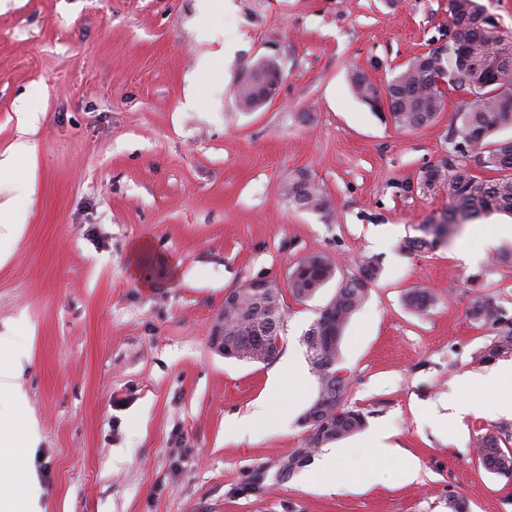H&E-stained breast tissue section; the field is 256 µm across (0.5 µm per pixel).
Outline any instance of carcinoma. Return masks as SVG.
<instances>
[{"label":"carcinoma","mask_w":512,"mask_h":512,"mask_svg":"<svg viewBox=\"0 0 512 512\" xmlns=\"http://www.w3.org/2000/svg\"><path fill=\"white\" fill-rule=\"evenodd\" d=\"M448 28L455 36L448 41V52L429 51L407 61L387 83L385 97L391 119L399 130L414 131L432 123L446 109V93L465 96L461 108L448 116L445 142L449 159L441 166L427 168L419 189L448 187V215L439 223L452 232L458 221L474 219L498 211L512 213V138L493 141L501 128L512 126V31L491 23L479 0H448ZM268 63L257 59L244 80L234 88L238 109L256 110L257 101L267 86L257 83L254 75L267 74ZM350 84L355 95L365 104H380V92L366 71L352 68ZM462 144L467 152L459 154L453 148ZM489 173L478 176L473 167ZM282 194L295 209L318 214L329 220L335 213L331 196L308 172L303 171L288 180ZM436 220L422 226L424 236L408 240L407 247L416 251L434 248L441 243L442 232ZM360 276L341 280L327 306L331 314L319 313L304 336V344L312 372L318 381L316 400L330 397L323 410L329 427L318 429L308 425L306 445L288 459V467L300 463L314 449L353 435L365 426V414L344 402L349 377H340L339 343L346 324L368 295L370 284L380 274L371 257L359 260ZM336 267L325 255H310L297 263L288 276V291L298 301L313 296L331 281ZM433 302L425 288L411 291L406 305L424 312ZM469 317L494 333V338L480 352V361L490 362L512 353V320L505 314L498 298L491 293L473 296L468 306ZM285 320L284 296L277 289L271 296H259L242 284L238 306L224 311V336L239 353L259 348V329L267 336L282 335ZM476 455L489 472L512 480V450L500 445L493 432L482 436Z\"/></svg>","instance_id":"carcinoma-1"}]
</instances>
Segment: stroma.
Returning a JSON list of instances; mask_svg holds the SVG:
<instances>
[{
    "mask_svg": "<svg viewBox=\"0 0 512 512\" xmlns=\"http://www.w3.org/2000/svg\"><path fill=\"white\" fill-rule=\"evenodd\" d=\"M204 27L235 39L219 93L198 72L219 48L200 40ZM447 31L448 0H225L206 17L196 0H0V158L26 90H44L26 226L0 244V333L29 349L21 413L40 436L42 512H449L456 496L470 512H512V486L475 453L490 431L512 448L497 387L468 412L450 406L462 375L492 368L478 358L493 334L468 317L473 295L493 293L512 317V273L497 261L512 238L474 264L459 251L512 215L407 249L448 209L446 188L405 187L444 157L460 99L409 132L349 84L356 65L384 89ZM261 56L281 67L279 94L239 111L234 87ZM303 170L333 198L331 220L283 197ZM310 254L328 256L337 278L357 275L364 255L381 270L339 345L344 400L366 424L338 442L346 482L333 493L306 479L321 451L283 463L305 445L318 384L303 335L335 281L302 303L286 297L273 360H228L211 343L227 291L257 278L287 287ZM417 288L436 295L423 313L404 303ZM259 407L258 435L225 433ZM373 430L417 461V480L400 478L402 456L365 447Z\"/></svg>",
    "mask_w": 512,
    "mask_h": 512,
    "instance_id": "obj_1",
    "label": "stroma"
}]
</instances>
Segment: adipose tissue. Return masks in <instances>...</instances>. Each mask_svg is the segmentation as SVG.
Wrapping results in <instances>:
<instances>
[{
    "instance_id": "1",
    "label": "adipose tissue",
    "mask_w": 512,
    "mask_h": 512,
    "mask_svg": "<svg viewBox=\"0 0 512 512\" xmlns=\"http://www.w3.org/2000/svg\"><path fill=\"white\" fill-rule=\"evenodd\" d=\"M33 120V115H24L20 135L10 147L11 164L7 169L18 191L27 195L32 193L35 182L34 151L28 140ZM28 358L17 337L0 335V403L24 400L17 377ZM35 446V438L20 441L0 429V512H19L13 507V500L24 497L35 485L34 472L25 466L26 457Z\"/></svg>"
}]
</instances>
